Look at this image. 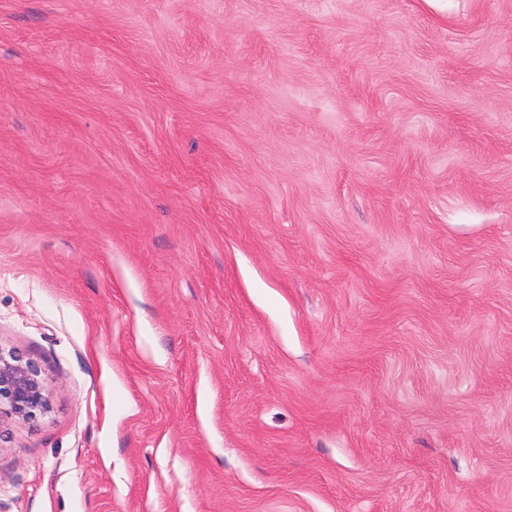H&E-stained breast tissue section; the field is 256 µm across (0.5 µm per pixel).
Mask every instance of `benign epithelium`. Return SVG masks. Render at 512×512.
I'll list each match as a JSON object with an SVG mask.
<instances>
[{
    "label": "benign epithelium",
    "instance_id": "1",
    "mask_svg": "<svg viewBox=\"0 0 512 512\" xmlns=\"http://www.w3.org/2000/svg\"><path fill=\"white\" fill-rule=\"evenodd\" d=\"M49 411L40 369L15 352L0 348V424L12 419L35 421Z\"/></svg>",
    "mask_w": 512,
    "mask_h": 512
}]
</instances>
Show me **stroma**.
Masks as SVG:
<instances>
[{
    "instance_id": "stroma-1",
    "label": "stroma",
    "mask_w": 512,
    "mask_h": 512,
    "mask_svg": "<svg viewBox=\"0 0 512 512\" xmlns=\"http://www.w3.org/2000/svg\"><path fill=\"white\" fill-rule=\"evenodd\" d=\"M0 512H512V0H0ZM50 411L40 369L0 347V426L6 420L35 421Z\"/></svg>"
}]
</instances>
